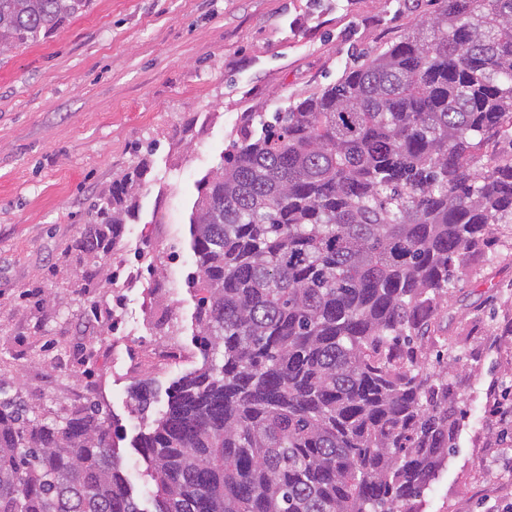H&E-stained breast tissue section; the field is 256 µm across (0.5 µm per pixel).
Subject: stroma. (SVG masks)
<instances>
[{
	"mask_svg": "<svg viewBox=\"0 0 512 512\" xmlns=\"http://www.w3.org/2000/svg\"><path fill=\"white\" fill-rule=\"evenodd\" d=\"M435 0H92L44 42L0 55V377L50 411L103 405L134 491L140 378L158 394L202 363L189 218L245 115L261 119L387 49ZM144 166L136 217L107 260L68 257L113 179ZM95 303L97 316L86 313ZM464 416L412 512H512V234L470 254L437 320Z\"/></svg>",
	"mask_w": 512,
	"mask_h": 512,
	"instance_id": "1",
	"label": "stroma"
}]
</instances>
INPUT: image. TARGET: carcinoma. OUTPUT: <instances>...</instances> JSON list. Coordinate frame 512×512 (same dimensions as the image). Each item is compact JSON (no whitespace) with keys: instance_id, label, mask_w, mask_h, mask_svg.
<instances>
[{"instance_id":"cac0c4a2","label":"carcinoma","mask_w":512,"mask_h":512,"mask_svg":"<svg viewBox=\"0 0 512 512\" xmlns=\"http://www.w3.org/2000/svg\"><path fill=\"white\" fill-rule=\"evenodd\" d=\"M398 42L240 130L190 217L202 365L135 448L154 512H410L456 448L448 374L419 360L469 253L512 224V0H438ZM91 0H0V55ZM144 169L90 205L87 275ZM0 379V512H146L95 400L31 418Z\"/></svg>"}]
</instances>
